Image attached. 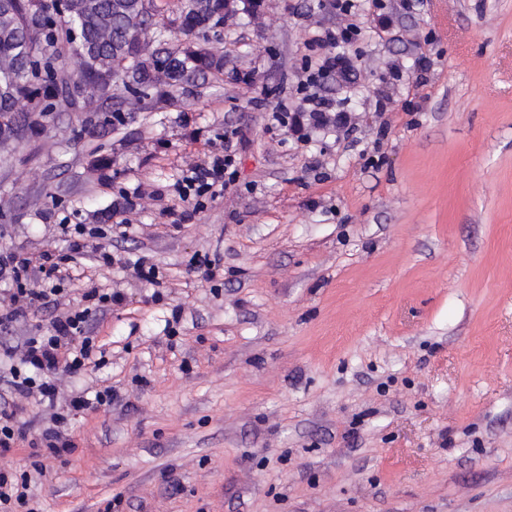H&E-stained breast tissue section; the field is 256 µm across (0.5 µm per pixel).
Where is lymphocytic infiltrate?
Listing matches in <instances>:
<instances>
[{
  "label": "lymphocytic infiltrate",
  "instance_id": "obj_1",
  "mask_svg": "<svg viewBox=\"0 0 512 512\" xmlns=\"http://www.w3.org/2000/svg\"><path fill=\"white\" fill-rule=\"evenodd\" d=\"M359 34L356 24L343 27L325 28L315 34L307 43L308 50L314 51L315 59L307 61L303 72L304 85L317 86L320 78L336 67L333 51L342 44L352 43ZM274 121L301 130L304 126L323 127L328 124H344L346 116L336 111L332 101L309 93L303 99L301 111L289 112L274 108ZM234 160L229 155H213L210 160L191 168L189 174L178 179L175 188L181 202L190 204L193 212H201L206 201L215 197L216 187L225 185L226 176ZM91 251L94 267H108L113 263L110 251L99 246L85 248L83 243L73 242L68 255L53 257L43 252L38 255L20 256L0 253V271L10 274L9 305L5 321L12 322L28 312L52 305L54 297L60 296L61 282L81 278L77 266L72 263L75 254ZM86 306L80 310L58 312L50 334L28 336L23 342L9 349L11 361L10 397L0 396V454L9 453L16 441L30 438L38 453L63 456L71 451L68 442L62 439L57 426L64 420L62 413L49 416L50 424L37 437H30V423L26 420L27 403L33 396L56 401L59 394L58 372L78 373L96 369L101 361L95 356V342L88 334V321L92 313L104 311L106 307L121 302L122 296L114 291L98 288L94 280H87L82 293ZM44 468L38 461H30L28 468L8 472L0 470V512H15L16 508L28 503L27 490L36 474H43Z\"/></svg>",
  "mask_w": 512,
  "mask_h": 512
}]
</instances>
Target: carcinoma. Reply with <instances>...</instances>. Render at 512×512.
I'll return each instance as SVG.
<instances>
[{
	"label": "carcinoma",
	"instance_id": "obj_1",
	"mask_svg": "<svg viewBox=\"0 0 512 512\" xmlns=\"http://www.w3.org/2000/svg\"><path fill=\"white\" fill-rule=\"evenodd\" d=\"M4 0L0 2V57L19 62L22 75L0 79V113L25 107L53 89L41 111L58 107L109 112L114 120L126 105L169 87L196 84L224 73V55L198 42L206 20L224 21L226 0ZM66 14V28L55 16ZM67 44L77 68L60 66L58 44Z\"/></svg>",
	"mask_w": 512,
	"mask_h": 512
}]
</instances>
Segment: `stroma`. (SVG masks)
<instances>
[{
    "instance_id": "35a3bbf8",
    "label": "stroma",
    "mask_w": 512,
    "mask_h": 512,
    "mask_svg": "<svg viewBox=\"0 0 512 512\" xmlns=\"http://www.w3.org/2000/svg\"><path fill=\"white\" fill-rule=\"evenodd\" d=\"M411 1L385 0L387 36L353 0L354 80L317 89L346 124L271 127L340 19L264 0L211 31L224 76L175 105L36 112L0 143V252L84 224L163 275L98 272L125 300L90 320L102 368L61 387L116 397L71 412L36 512H512V0ZM223 147V196L164 210Z\"/></svg>"
}]
</instances>
